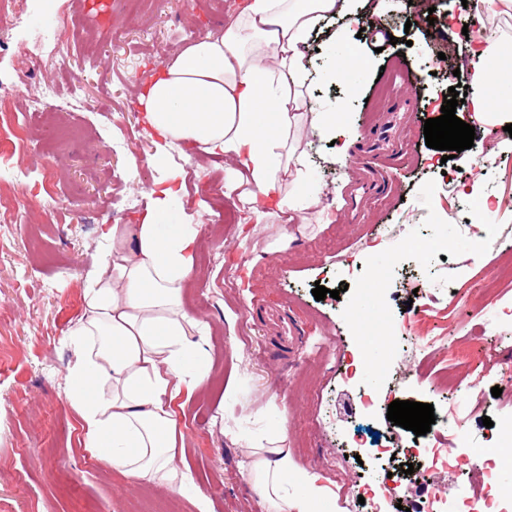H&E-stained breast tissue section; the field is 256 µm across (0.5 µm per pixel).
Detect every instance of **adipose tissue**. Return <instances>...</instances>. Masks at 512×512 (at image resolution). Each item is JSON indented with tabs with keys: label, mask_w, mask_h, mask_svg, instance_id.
I'll use <instances>...</instances> for the list:
<instances>
[{
	"label": "adipose tissue",
	"mask_w": 512,
	"mask_h": 512,
	"mask_svg": "<svg viewBox=\"0 0 512 512\" xmlns=\"http://www.w3.org/2000/svg\"><path fill=\"white\" fill-rule=\"evenodd\" d=\"M351 10L352 0H248L221 35L190 42L139 93L156 145L150 163L163 176L150 192L149 213L104 232L109 247L87 276L85 314L68 332L66 396L87 448L132 480L191 483L188 469L175 463L178 425L169 403L181 389L203 387L209 375L185 366L187 357H205L206 324L183 307L199 227L180 224L165 235L154 222L181 176L168 148L183 142L235 162L225 190L249 205L252 223L272 211L302 222L320 210L321 191L302 162V132H337L345 116L310 109L306 50L326 18ZM471 54L482 87L475 112L511 118L512 45L479 39ZM248 477L270 512H323L329 498L319 476L298 473L280 448L261 449Z\"/></svg>",
	"instance_id": "adipose-tissue-1"
}]
</instances>
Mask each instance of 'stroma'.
<instances>
[{"mask_svg": "<svg viewBox=\"0 0 512 512\" xmlns=\"http://www.w3.org/2000/svg\"><path fill=\"white\" fill-rule=\"evenodd\" d=\"M244 4L211 0L192 10L187 0H144L134 9L112 0L106 20L90 0H27L0 47V75L13 77L33 134L0 156V512H197L199 493L209 512H268L246 471L254 446L282 427L293 462L331 490L325 512H343V493L364 494L371 477L353 454L354 434L411 436L388 421L386 407L369 413L358 401L350 374L360 307L405 339L385 354L391 368L376 381L380 392L432 404L436 418L464 400L434 385L438 373L467 383L488 353L501 365L512 360V324L493 320L497 306L512 305V285L499 276L512 253V134L466 102L456 115L475 128L470 149L447 160L423 134L449 88L478 90L473 18L492 23L493 41L512 42V13L490 0H395L381 20L363 14L350 26L371 64L355 89L332 75L328 30L310 42V102L345 114L341 135L311 129L303 139L329 218L291 224L277 215L243 234L222 222L211 191L230 161L197 157L182 143L170 151L182 169L177 213L200 226L185 309L207 324L211 367L206 387L170 403L176 461L190 469L193 486L135 482L86 448L66 401V334L85 313L87 274L108 246L105 225L134 223L161 177L140 122L141 85L195 35L222 33ZM47 83L65 108L46 111L39 94ZM75 85L83 101L72 106ZM406 140L415 153L401 160ZM389 166L396 195L361 194ZM473 184L489 198L491 216L463 194ZM486 222L490 232L476 236L475 225ZM472 277L480 289L449 294V284ZM318 284L340 290V299L315 300ZM423 329L443 338L430 359L410 342ZM493 385L483 379L484 403L465 410L464 432L485 436L483 417H512V396L493 397ZM466 478L463 466L435 468L428 485L388 498L386 510L421 507L431 486L455 495Z\"/></svg>", "mask_w": 512, "mask_h": 512, "instance_id": "stroma-1", "label": "stroma"}]
</instances>
